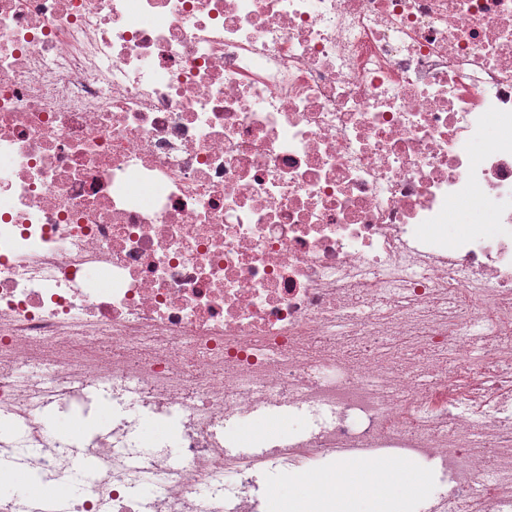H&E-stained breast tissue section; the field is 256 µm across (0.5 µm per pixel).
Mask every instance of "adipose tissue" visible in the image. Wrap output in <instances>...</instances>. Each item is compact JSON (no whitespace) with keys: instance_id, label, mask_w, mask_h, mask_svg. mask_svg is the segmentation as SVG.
I'll return each instance as SVG.
<instances>
[{"instance_id":"obj_1","label":"adipose tissue","mask_w":512,"mask_h":512,"mask_svg":"<svg viewBox=\"0 0 512 512\" xmlns=\"http://www.w3.org/2000/svg\"><path fill=\"white\" fill-rule=\"evenodd\" d=\"M334 477L342 493L330 492L325 481L289 478L272 491V512H410L429 486L421 471L389 455L337 465Z\"/></svg>"}]
</instances>
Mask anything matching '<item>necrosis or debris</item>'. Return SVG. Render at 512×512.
Here are the masks:
<instances>
[{
  "instance_id": "1",
  "label": "necrosis or debris",
  "mask_w": 512,
  "mask_h": 512,
  "mask_svg": "<svg viewBox=\"0 0 512 512\" xmlns=\"http://www.w3.org/2000/svg\"><path fill=\"white\" fill-rule=\"evenodd\" d=\"M93 401L84 480L43 405ZM282 406L325 417L225 456ZM0 413L74 512L383 452L512 512V0H0Z\"/></svg>"
}]
</instances>
